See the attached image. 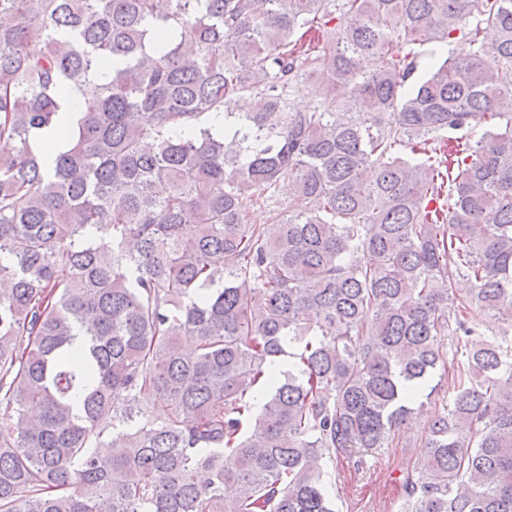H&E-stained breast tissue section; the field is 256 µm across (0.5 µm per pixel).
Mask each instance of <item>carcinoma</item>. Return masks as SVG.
Segmentation results:
<instances>
[{
    "instance_id": "obj_1",
    "label": "carcinoma",
    "mask_w": 512,
    "mask_h": 512,
    "mask_svg": "<svg viewBox=\"0 0 512 512\" xmlns=\"http://www.w3.org/2000/svg\"><path fill=\"white\" fill-rule=\"evenodd\" d=\"M505 69L512 0H0V512H335L437 375L401 512H512ZM104 81V77L100 74H97L91 79V81L86 86L82 87L79 90L73 91L72 96L69 97L71 99L62 104V108L60 111V113H63L61 115L65 124L69 122V116L72 115L69 113L79 112L80 107L83 106L85 102H87L93 97L96 90V86L98 84L103 83ZM326 97L330 96L326 93L322 79L314 76L307 81L306 89L295 99V105L299 109H305L312 104L324 101Z\"/></svg>"
}]
</instances>
